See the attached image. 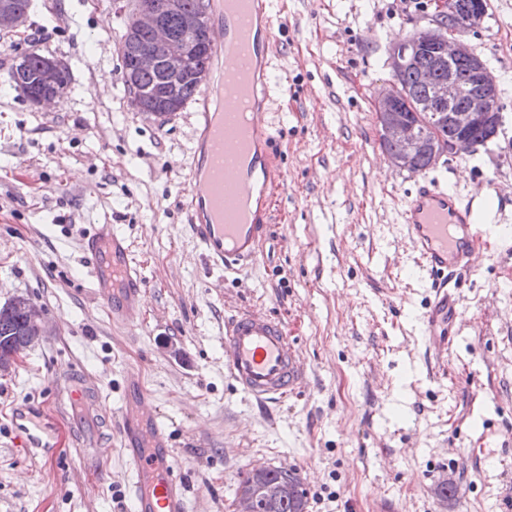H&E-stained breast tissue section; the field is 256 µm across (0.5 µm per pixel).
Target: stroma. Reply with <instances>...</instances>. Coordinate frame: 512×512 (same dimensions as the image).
Instances as JSON below:
<instances>
[{
	"instance_id": "stroma-1",
	"label": "stroma",
	"mask_w": 512,
	"mask_h": 512,
	"mask_svg": "<svg viewBox=\"0 0 512 512\" xmlns=\"http://www.w3.org/2000/svg\"><path fill=\"white\" fill-rule=\"evenodd\" d=\"M485 3L466 41L506 124L429 173L499 231L457 281L447 355L424 334L426 281L401 224L416 176L388 161L375 112L389 51L429 25L431 0H277L288 33L271 65L288 92L266 119L284 182L258 261L227 275L207 265L184 205L199 104L162 119L129 107L126 12L32 0L27 29L0 33V304L31 299L48 322L0 373V405L38 411L52 442L18 447L0 423V512H130L124 452L83 447L99 419L66 376L85 375L117 411L132 370L173 423L189 512H231L261 465L298 478L306 512H512V0ZM40 29L72 93L36 108L9 73ZM97 224L115 225L141 266L134 324L91 293L82 241ZM241 309L288 330L303 383L283 403L250 399L227 375L224 321Z\"/></svg>"
}]
</instances>
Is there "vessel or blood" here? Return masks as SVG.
<instances>
[{"label": "vessel or blood", "mask_w": 512, "mask_h": 512, "mask_svg": "<svg viewBox=\"0 0 512 512\" xmlns=\"http://www.w3.org/2000/svg\"><path fill=\"white\" fill-rule=\"evenodd\" d=\"M224 14L221 34L212 40L214 58H234L225 71L227 97L245 100L250 124L235 136L237 112L198 113V165L189 175L187 208L196 237L211 267L238 272L253 263L259 240L271 221L263 195L279 173L269 150L274 139L265 122L263 105L279 90L274 82L269 49L281 40L273 0H219ZM235 204L226 207L224 196ZM401 222L429 275L425 334L430 343L450 351L457 337L461 312L448 292L452 269L468 268L487 235L472 204L439 180L421 176L416 191L404 203ZM91 255L93 293L113 319L133 321L146 282L127 239L112 225H99L85 243ZM224 367L233 385L254 399L279 401L300 387L303 376L280 320L240 311L224 322ZM128 397L118 412H102L99 439L119 436L132 469L131 512H188V488L177 471L170 424L143 398L139 373L127 374ZM68 393L98 408L95 389L77 375L68 377Z\"/></svg>", "instance_id": "vessel-or-blood-1"}]
</instances>
